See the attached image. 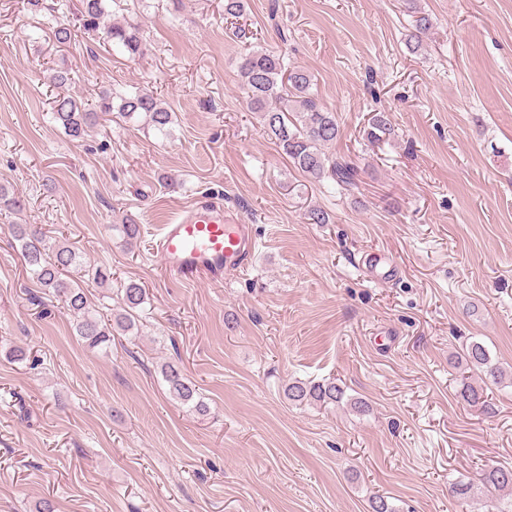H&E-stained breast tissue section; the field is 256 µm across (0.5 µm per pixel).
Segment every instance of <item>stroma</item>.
Masks as SVG:
<instances>
[{
    "label": "stroma",
    "instance_id": "35a3bbf8",
    "mask_svg": "<svg viewBox=\"0 0 512 512\" xmlns=\"http://www.w3.org/2000/svg\"><path fill=\"white\" fill-rule=\"evenodd\" d=\"M53 2L0 0V185L25 200L0 214V512L45 498L57 512H371L378 495L396 512H482L450 486L512 466V386L461 405L457 357L476 340L512 367V0H244L234 20L224 0H139L136 58L88 34L56 43L80 0ZM419 10L433 26L414 54ZM256 46L337 113L326 152L359 166L354 194L310 182L263 133L239 73ZM143 88L175 113L169 134L138 117L74 140L50 119L57 92L92 104ZM377 114L395 133L371 143ZM202 194L253 224L255 250L221 282L165 278L154 233ZM315 207L329 223H310ZM128 219L130 248L112 234ZM16 224L111 271L89 292L100 314L142 285L136 335L80 340L26 271ZM375 251L390 281L365 274ZM167 362L207 415L170 397ZM296 379L370 410L291 404Z\"/></svg>",
    "mask_w": 512,
    "mask_h": 512
}]
</instances>
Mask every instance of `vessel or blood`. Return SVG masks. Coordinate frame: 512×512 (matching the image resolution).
Returning <instances> with one entry per match:
<instances>
[{
	"label": "vessel or blood",
	"instance_id": "1",
	"mask_svg": "<svg viewBox=\"0 0 512 512\" xmlns=\"http://www.w3.org/2000/svg\"><path fill=\"white\" fill-rule=\"evenodd\" d=\"M254 247L252 225L205 196L161 226L156 253L168 277L197 282L220 280L225 271L244 268Z\"/></svg>",
	"mask_w": 512,
	"mask_h": 512
}]
</instances>
